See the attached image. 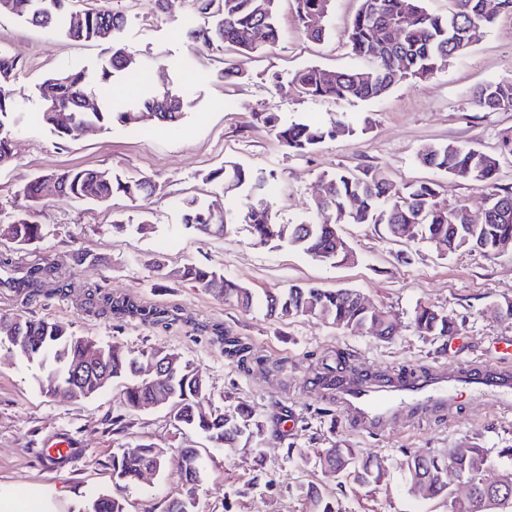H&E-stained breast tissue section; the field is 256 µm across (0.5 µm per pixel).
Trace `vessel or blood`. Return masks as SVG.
Here are the masks:
<instances>
[{
    "label": "vessel or blood",
    "mask_w": 512,
    "mask_h": 512,
    "mask_svg": "<svg viewBox=\"0 0 512 512\" xmlns=\"http://www.w3.org/2000/svg\"><path fill=\"white\" fill-rule=\"evenodd\" d=\"M500 393V407L512 410V386L499 380L496 370L474 364L454 377L438 374L429 381L406 380L395 384H371L346 377L336 386V404L353 426L376 434L399 414L425 404L452 408L471 392Z\"/></svg>",
    "instance_id": "obj_1"
}]
</instances>
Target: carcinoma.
<instances>
[{
    "instance_id": "1",
    "label": "carcinoma",
    "mask_w": 512,
    "mask_h": 512,
    "mask_svg": "<svg viewBox=\"0 0 512 512\" xmlns=\"http://www.w3.org/2000/svg\"><path fill=\"white\" fill-rule=\"evenodd\" d=\"M69 0H29L25 20L48 26L65 18L64 32L75 41L98 42L121 30L124 17L107 8H88L77 14H65ZM425 0H360V7L350 27L351 52L369 61L366 69L325 70L308 66L298 70L292 83L304 98L339 104L352 99L372 101L386 95L399 83L428 79L452 59L464 54L474 43L476 33L491 26L512 0H453L446 15L431 13ZM332 0H293V7L303 34L314 41L327 36L321 20L328 17ZM412 16L406 28L397 27L405 15ZM263 30L264 45L272 46L280 38L276 0H193V16L185 30L195 46L222 52L228 47L245 57L258 51L254 32ZM23 62L0 51V166L14 160L11 127L17 112L9 85ZM138 72L135 56L125 46L112 42L107 48L96 83H91L82 70L54 73L39 85L44 101L39 120L60 139H73L87 125L103 127L113 122L134 127L143 112L153 113L167 124L179 122L187 108L181 91L163 86L141 97L135 108L108 112L99 107L84 109L82 101L90 93L113 98L111 79L115 72ZM477 107L486 112H503L512 102V79L489 82L474 94ZM257 120L288 151L304 155L326 140L337 137L342 128L353 133L341 117L327 127L297 122H284L274 112H260ZM512 155V132L502 135L499 151L455 144H427L417 153L419 162L429 168L472 181L486 192L487 204L478 218L461 206L448 207L439 200L437 185L420 182L397 189L379 170L352 171L340 169L327 180L323 195L315 202L312 220L301 224H278L267 202L258 197L265 184L263 177L229 162L210 173V179L224 188L236 190L246 184L255 193L238 207L222 214L206 208L195 199L183 201L184 223L201 232L211 224L213 232L226 236L244 226L257 245L285 242L313 259L344 264L349 258L337 225L383 224L389 235L398 236L406 224L416 225L421 239L438 253L446 255L459 250H474L488 259H495L506 242H512V190L497 186L500 157ZM153 192L152 181L146 177L121 178L108 170L68 169L38 176L23 186L22 194L33 203L54 197L73 201L107 203L116 194L136 198ZM3 236L20 246L42 239V227L31 211L24 210L0 227ZM178 276L203 288L226 303L241 309L252 308L254 289L224 277L211 267L189 263ZM55 277L54 267L46 262L16 267L0 261V288L27 300L43 292ZM267 315L280 320L302 316L313 317L325 324L354 331H370L388 326L395 316L388 310L368 309L361 295L348 288L323 289L312 285H293L285 290L264 294ZM95 304L104 313L117 319L132 318L144 323H167L179 316L168 309L141 304L130 296L114 297L97 294ZM414 325L424 336H451L455 326L448 317L429 305L421 304L414 312ZM26 346L19 356L28 362H54L51 370L37 378L40 391L48 396L77 393L87 399L105 387L118 384L128 406L145 409L160 400L169 390L173 421L182 428L203 434L214 448H246L265 434L267 422L246 404L239 403L224 411H206L196 398L205 383L196 368L174 352L157 349L132 351L116 344H103L91 337L76 336L70 327L47 320H21ZM211 333L224 345V353L242 368L253 363L250 346L224 327ZM173 364V385L165 388L141 376V364L155 354ZM321 463L336 471H344L364 486L381 482L383 466L373 460L361 459L354 448H326L320 453ZM178 463L185 490L183 497L171 500L166 512H193L196 485L188 477L203 473L205 461L195 448L178 451ZM166 453L154 444L141 441L123 448L112 456V475L123 482L139 480L148 468H164ZM490 466L488 450L477 445L451 448L445 453L415 456L404 463L409 487L420 478L432 487L431 496L448 503V512H471L469 502L456 499L452 490L441 481L444 471L453 469L466 479L484 478ZM312 512H336V500L316 487L306 491ZM83 512H126L122 500L98 496L90 500Z\"/></svg>"
}]
</instances>
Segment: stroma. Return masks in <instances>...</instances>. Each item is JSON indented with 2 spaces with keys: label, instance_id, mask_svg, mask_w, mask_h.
<instances>
[{
  "label": "stroma",
  "instance_id": "obj_1",
  "mask_svg": "<svg viewBox=\"0 0 512 512\" xmlns=\"http://www.w3.org/2000/svg\"><path fill=\"white\" fill-rule=\"evenodd\" d=\"M359 5L360 0H333L329 35L317 42L300 31L292 0H279V42L243 59V77L228 81L223 55L196 48L184 37L191 0H166L158 16L147 0H72L76 9L121 11L125 24L117 41L137 56L152 80L168 79L189 102L174 128L147 115L136 129L117 123L108 129L96 126L73 140L59 139L31 122V115L43 108L38 86L49 73L67 68L96 75L105 56L102 46L68 39L59 26L0 16V49L23 62L10 85L21 121L13 129L15 162L0 168V224L27 207L22 186L50 171L87 168L122 177L146 175L158 186L144 199L116 195L106 204L66 198L38 204L41 241L22 249L2 237L0 256L17 264L40 259L53 264L64 290L23 303L0 293V314L62 322L77 335L133 350L176 352L206 382L198 398L203 408L223 410L243 402L270 424L252 447L214 448L200 434L174 426L168 407L127 408L116 386L82 401L44 396L36 385L37 366L4 344L0 489L49 495L57 512H82L86 500L99 495L122 499L127 512H164L169 499L184 489L178 451L192 446L207 460L194 512H308L304 491L311 485L334 497L338 512H447L442 499L409 492L402 467L407 457L472 443L499 460L486 471L487 480L499 479L503 469L512 467V458L499 455L512 448V416L500 414L484 395L466 397L457 412L431 409L369 434L354 429L344 415L323 416L328 402L314 383L323 363H336L341 356L352 368L386 375L422 368L452 373L476 362L512 366L507 348L512 320L492 313L512 301V251L494 260L477 251L443 256L425 241L391 237L381 224H342L338 231L357 259L331 265L285 245L253 244L244 232L204 235L182 222L183 199L222 209L244 201L245 191L230 197L207 179L228 161L266 177V200L281 224L308 221L325 175L343 168L380 170L399 186L430 181L437 184L443 203L482 213L484 191L420 165L417 152L427 144L448 142L491 152L501 134L512 131V112H485L473 102L481 85L512 77V13L500 14L468 53L432 78L401 83L381 99L337 106L299 97L291 79L303 67H365L349 47ZM259 112L320 124L340 112L354 133L297 155L256 120ZM80 253L89 254V261L77 262ZM158 262L170 270L188 262L218 267L260 296L294 284L350 288L366 304L392 311L397 330L391 340L381 341L312 318L281 321L266 316L260 305L244 312L179 278L158 279ZM97 289L147 305L177 307L183 319L167 327L113 318L89 305L88 294ZM422 303L447 315L457 336L420 335L413 316ZM213 324L244 338L255 359L252 370L239 369L225 357L208 332ZM116 416L122 417L124 432H113ZM59 437L77 449L75 462H45L42 449ZM142 440L165 449L166 468L134 484L114 480L113 453ZM334 446L380 461L383 482L361 486L347 473L322 468L319 452Z\"/></svg>",
  "mask_w": 512,
  "mask_h": 512
}]
</instances>
